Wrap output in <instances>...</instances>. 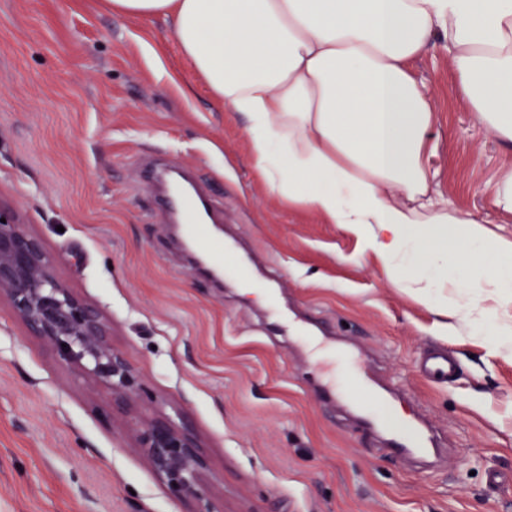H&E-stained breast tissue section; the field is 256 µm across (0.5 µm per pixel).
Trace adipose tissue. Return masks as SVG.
<instances>
[{
  "instance_id": "obj_1",
  "label": "adipose tissue",
  "mask_w": 512,
  "mask_h": 512,
  "mask_svg": "<svg viewBox=\"0 0 512 512\" xmlns=\"http://www.w3.org/2000/svg\"><path fill=\"white\" fill-rule=\"evenodd\" d=\"M169 19L225 111L248 122L268 190L345 225L420 303L512 351V242L436 189L438 116L414 76L448 49L475 121L512 150V0H108Z\"/></svg>"
}]
</instances>
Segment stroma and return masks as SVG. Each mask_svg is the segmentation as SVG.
Returning <instances> with one entry per match:
<instances>
[{
	"label": "stroma",
	"instance_id": "obj_1",
	"mask_svg": "<svg viewBox=\"0 0 512 512\" xmlns=\"http://www.w3.org/2000/svg\"><path fill=\"white\" fill-rule=\"evenodd\" d=\"M438 115L437 188L512 240L494 193L512 151L476 123L448 52L416 62ZM175 156L224 206L219 231L255 259L215 287L186 263L133 165ZM0 206L38 237L59 277L98 306L155 414L194 420L219 512H512V356L387 281L344 225L270 195L247 122L213 99L169 21L112 14L103 0H0ZM458 377L419 373L432 347ZM358 352L360 361L342 354ZM394 389L452 449L432 467L389 455L351 425L361 372ZM0 512H185L112 417V396L79 383L0 302Z\"/></svg>",
	"mask_w": 512,
	"mask_h": 512
}]
</instances>
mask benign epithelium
Listing matches in <instances>:
<instances>
[{
	"label": "benign epithelium",
	"instance_id": "1",
	"mask_svg": "<svg viewBox=\"0 0 512 512\" xmlns=\"http://www.w3.org/2000/svg\"><path fill=\"white\" fill-rule=\"evenodd\" d=\"M0 299L85 385L112 393V414L129 424L135 447L191 512H219L205 479L206 462L189 420L155 416L139 404L141 384L129 359L112 346L101 310L74 294L56 273L41 240L0 209Z\"/></svg>",
	"mask_w": 512,
	"mask_h": 512
}]
</instances>
